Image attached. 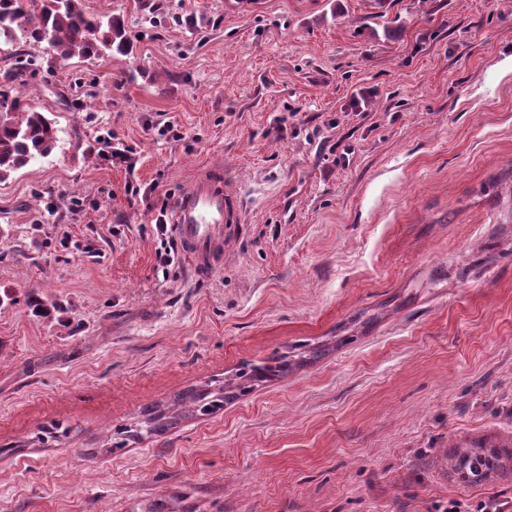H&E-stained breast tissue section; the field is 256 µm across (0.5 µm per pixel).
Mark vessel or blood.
Masks as SVG:
<instances>
[{"label":"vessel or blood","mask_w":512,"mask_h":512,"mask_svg":"<svg viewBox=\"0 0 512 512\" xmlns=\"http://www.w3.org/2000/svg\"><path fill=\"white\" fill-rule=\"evenodd\" d=\"M228 172L215 167L198 173L183 189L174 213V234L179 248L192 252L195 276L220 265L233 247L241 222L238 199L224 184Z\"/></svg>","instance_id":"vessel-or-blood-1"}]
</instances>
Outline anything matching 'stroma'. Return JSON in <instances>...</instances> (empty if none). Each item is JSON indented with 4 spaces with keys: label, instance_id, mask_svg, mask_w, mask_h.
Here are the masks:
<instances>
[{
    "label": "stroma",
    "instance_id": "obj_1",
    "mask_svg": "<svg viewBox=\"0 0 512 512\" xmlns=\"http://www.w3.org/2000/svg\"><path fill=\"white\" fill-rule=\"evenodd\" d=\"M226 2L84 0L123 15L127 57L0 47V92L65 131L0 182V512L512 497V470L448 469L512 441V0ZM208 166L244 224L201 280L161 265L153 219ZM302 343L333 350L112 450L143 406ZM502 454L506 460L512 461V450L486 453L483 448H458L455 453V468L458 472L465 471L468 481L478 484L488 479L490 473L504 470L501 462Z\"/></svg>",
    "mask_w": 512,
    "mask_h": 512
}]
</instances>
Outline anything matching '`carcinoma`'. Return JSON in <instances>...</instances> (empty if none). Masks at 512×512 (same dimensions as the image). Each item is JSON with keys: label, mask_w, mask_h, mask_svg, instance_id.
<instances>
[{"label": "carcinoma", "mask_w": 512, "mask_h": 512, "mask_svg": "<svg viewBox=\"0 0 512 512\" xmlns=\"http://www.w3.org/2000/svg\"><path fill=\"white\" fill-rule=\"evenodd\" d=\"M50 33L47 50L67 60L79 57L90 60L107 51L127 56L132 45L127 37L125 21L111 15L102 18L87 12L84 0H0V41L43 43V34ZM63 129L47 112L20 97L0 99V181L30 162L49 156L58 146ZM325 354L320 346L302 356L275 354L261 362L245 361L233 377L221 386L205 384L174 396L171 406L153 403L143 408L136 426V435L155 436L169 430L178 417L196 413L216 414L224 404L250 393L255 386L290 372ZM512 461V450L487 453L482 448H459L455 468L466 472L474 484L488 479L490 473L505 469L501 459Z\"/></svg>", "instance_id": "carcinoma-1"}]
</instances>
